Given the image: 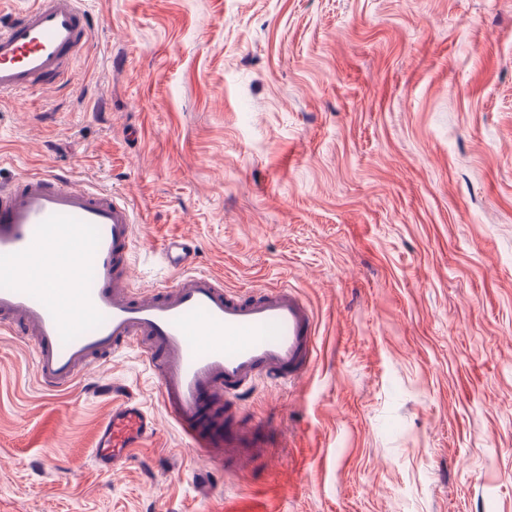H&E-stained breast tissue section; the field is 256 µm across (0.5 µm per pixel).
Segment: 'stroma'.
Returning a JSON list of instances; mask_svg holds the SVG:
<instances>
[{"label":"stroma","instance_id":"1","mask_svg":"<svg viewBox=\"0 0 512 512\" xmlns=\"http://www.w3.org/2000/svg\"><path fill=\"white\" fill-rule=\"evenodd\" d=\"M68 82L0 100V181L121 192L137 286L164 242L285 284L317 358L258 381L268 468L189 449L126 349L53 396L0 335V512H512V0H82ZM158 443L98 471L113 388Z\"/></svg>","mask_w":512,"mask_h":512}]
</instances>
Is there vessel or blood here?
<instances>
[{
  "instance_id": "obj_1",
  "label": "vessel or blood",
  "mask_w": 512,
  "mask_h": 512,
  "mask_svg": "<svg viewBox=\"0 0 512 512\" xmlns=\"http://www.w3.org/2000/svg\"><path fill=\"white\" fill-rule=\"evenodd\" d=\"M93 42L81 0H30L0 25V97L64 83ZM136 215L115 192L44 171L0 184V333L33 341L34 376L68 393L93 365L138 348L157 399L189 447L214 462L252 466L264 446L239 399L257 381L291 384L311 367L317 321L299 294L277 285L244 294L197 270L189 239H168L174 285L136 288ZM157 434L132 390L112 393L96 429L99 470L122 471Z\"/></svg>"
}]
</instances>
